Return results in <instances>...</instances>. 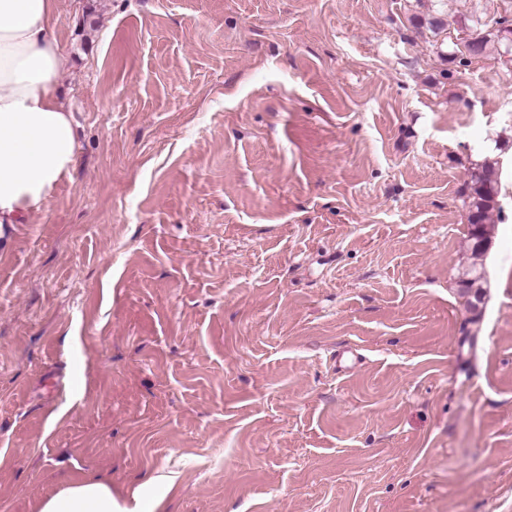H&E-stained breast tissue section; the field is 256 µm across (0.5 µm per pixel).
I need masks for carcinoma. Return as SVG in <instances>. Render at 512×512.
Here are the masks:
<instances>
[{"instance_id":"1","label":"carcinoma","mask_w":512,"mask_h":512,"mask_svg":"<svg viewBox=\"0 0 512 512\" xmlns=\"http://www.w3.org/2000/svg\"><path fill=\"white\" fill-rule=\"evenodd\" d=\"M497 28L490 30L488 24L476 22L468 27L472 41H465L466 56L460 58L459 63L464 65L471 57L483 56L493 45H506L512 42V20L502 18L495 21ZM498 183L499 172L495 165L487 163L482 165L470 175L466 185L465 205L468 211V224L471 226L470 239L472 241V255L481 257L487 249L490 239V218L498 209ZM463 281L465 294L472 295L470 302L472 308L484 298L483 275L477 267H472L465 273Z\"/></svg>"}]
</instances>
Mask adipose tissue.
<instances>
[{
    "mask_svg": "<svg viewBox=\"0 0 512 512\" xmlns=\"http://www.w3.org/2000/svg\"><path fill=\"white\" fill-rule=\"evenodd\" d=\"M57 0H0V240L46 207L76 157L77 133L57 86L66 60L51 30ZM39 512H139L88 478Z\"/></svg>",
    "mask_w": 512,
    "mask_h": 512,
    "instance_id": "adipose-tissue-1",
    "label": "adipose tissue"
}]
</instances>
